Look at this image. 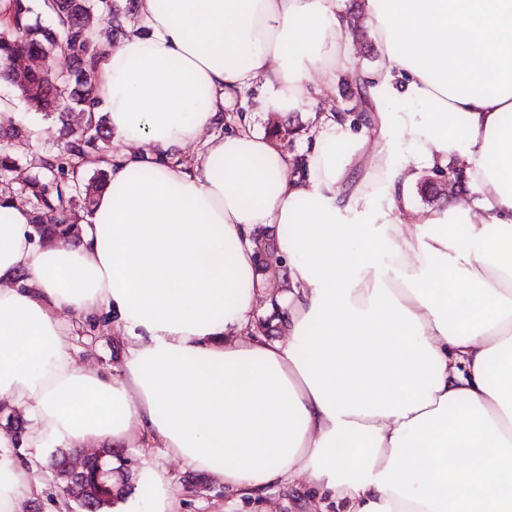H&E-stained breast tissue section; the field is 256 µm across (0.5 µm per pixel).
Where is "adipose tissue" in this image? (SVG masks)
Returning <instances> with one entry per match:
<instances>
[{"label": "adipose tissue", "instance_id": "obj_1", "mask_svg": "<svg viewBox=\"0 0 512 512\" xmlns=\"http://www.w3.org/2000/svg\"><path fill=\"white\" fill-rule=\"evenodd\" d=\"M362 7L369 73L339 0H137L142 29L96 35L127 150L91 214L41 242L0 193V402L28 423L0 429L26 450L0 456V512L41 496L46 449L140 441L240 498L302 477L344 512H512V0ZM348 76L374 112L314 110ZM258 82L260 113L311 112L301 175L230 113ZM456 155L471 204L417 214ZM284 226L273 282L254 235ZM101 310L118 375L80 366L62 317Z\"/></svg>", "mask_w": 512, "mask_h": 512}]
</instances>
